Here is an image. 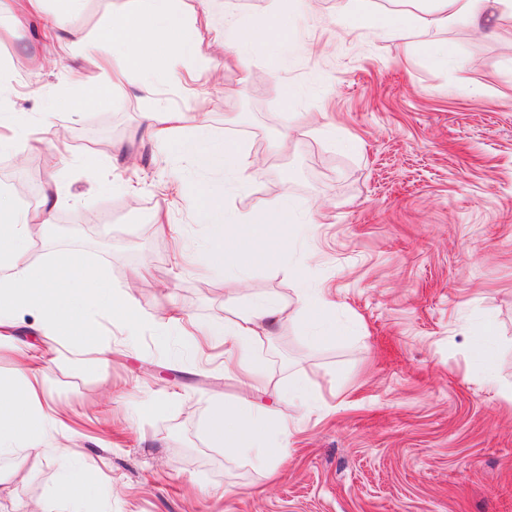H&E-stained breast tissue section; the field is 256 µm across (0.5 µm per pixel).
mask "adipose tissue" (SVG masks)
Returning <instances> with one entry per match:
<instances>
[{
  "label": "adipose tissue",
  "mask_w": 512,
  "mask_h": 512,
  "mask_svg": "<svg viewBox=\"0 0 512 512\" xmlns=\"http://www.w3.org/2000/svg\"><path fill=\"white\" fill-rule=\"evenodd\" d=\"M45 0H0V12L16 20L40 21L47 42L76 45L80 38L71 27L67 12L49 13ZM438 6L409 17L401 24L386 25V33L415 49L419 36L454 26H464L482 35H491L492 22L512 23V0H437ZM219 9L217 0H197L192 19L178 17L175 0H133L129 12L113 16L102 30L97 44L87 51L95 70L87 78L76 70L77 83L92 94L141 73L153 59L161 60L174 81H182L190 64L204 72L217 70L208 58L199 35L200 28L214 29ZM148 130L155 141L175 145L191 155L203 168L247 176L252 166L242 148L234 143L205 137L200 125L184 126V115L161 107L146 113ZM178 190L189 208L213 227L206 261L212 268L232 272L239 265L256 266L272 262L288 245L293 207L288 197L259 215L236 214L227 220L224 197L219 193L200 196L188 183ZM16 194L0 191V340L12 339L24 314L37 317V331L62 342L72 356L98 350L97 330L91 319L95 311L107 313L127 332H134L146 316L128 297L115 295L112 285L91 270L76 253H61L35 264L28 256L31 227L53 222L63 203L54 181H46L35 212L19 209ZM285 319L284 308L262 300L234 322L208 329V336L224 344V365L237 372L242 381L255 385L261 364L254 352L260 333H273ZM45 374L35 367L27 353H20L15 372L0 376V458L34 456L54 464L60 477L53 502L45 512H82L86 497H105L107 490L94 474L79 463L69 442L45 447L46 437L59 431L60 422L48 409L43 382ZM280 413L251 403L218 404L207 425L209 439L236 454L251 456L265 469H275L281 461L276 449L267 445L269 432L287 428Z\"/></svg>",
  "instance_id": "ef3b65f1"
}]
</instances>
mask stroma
<instances>
[{
  "label": "stroma",
  "instance_id": "1",
  "mask_svg": "<svg viewBox=\"0 0 512 512\" xmlns=\"http://www.w3.org/2000/svg\"><path fill=\"white\" fill-rule=\"evenodd\" d=\"M221 3L237 26L287 27L276 53L248 48L255 80L230 68L188 91L160 67L149 86L118 84L76 111L80 50L63 45L56 64L18 72L5 104L34 125L53 109L69 144L63 157L47 141L0 152V187H29L19 207L35 209L51 178L69 198L33 261L78 253L149 316L174 307L220 325L259 296L287 316L256 341L253 388L225 370L223 349L201 359L180 328L150 320L131 346L97 315L104 362L28 337L80 462L112 484L85 512H512V26L434 31L409 53L381 26L418 12L415 0H372L371 18L341 23L342 0ZM131 7L82 0L70 23L90 44ZM161 106L239 144L256 161L250 178L150 141L141 115ZM94 158L113 165L92 174ZM173 170L236 211L289 193L301 221L287 248L240 279L208 272L210 227L168 192ZM301 288L329 294L343 335H306ZM487 334L490 367L475 355ZM243 399L288 419L268 437L282 451L275 474L207 437L215 403ZM14 464L23 475L0 483V512H32L58 471Z\"/></svg>",
  "mask_w": 512,
  "mask_h": 512
}]
</instances>
